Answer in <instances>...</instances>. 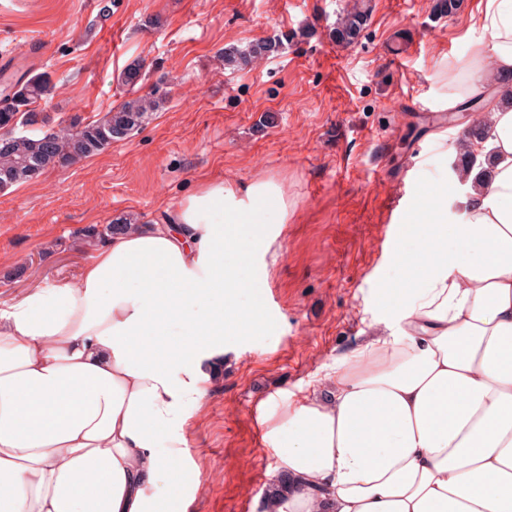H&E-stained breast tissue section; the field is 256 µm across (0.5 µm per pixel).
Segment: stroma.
Instances as JSON below:
<instances>
[{"instance_id":"35a3bbf8","label":"stroma","mask_w":512,"mask_h":512,"mask_svg":"<svg viewBox=\"0 0 512 512\" xmlns=\"http://www.w3.org/2000/svg\"><path fill=\"white\" fill-rule=\"evenodd\" d=\"M348 0H0V70L46 73L51 117H102L128 94L121 72L145 63L141 93L166 99L125 142L0 191V308L72 279L84 228L161 219L204 181L280 180L290 217L260 271L270 294L255 336L224 339V369L188 423L187 462L203 484L188 512H263L278 477L264 403L308 394L370 341L399 279L413 202L465 193L453 171L467 117L442 75L487 41L485 0L453 16L435 0H364L358 42L328 31ZM281 39L252 67L225 49Z\"/></svg>"}]
</instances>
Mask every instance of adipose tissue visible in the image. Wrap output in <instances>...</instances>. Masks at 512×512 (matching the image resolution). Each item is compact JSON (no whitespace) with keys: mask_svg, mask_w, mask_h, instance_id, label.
I'll list each match as a JSON object with an SVG mask.
<instances>
[{"mask_svg":"<svg viewBox=\"0 0 512 512\" xmlns=\"http://www.w3.org/2000/svg\"><path fill=\"white\" fill-rule=\"evenodd\" d=\"M448 97L485 96L491 176L448 221L437 187L402 244L388 336L302 400L280 396L266 439L272 512H512V0H486ZM288 221L272 177L206 181L160 221L92 244L74 280L0 308V512H184L189 412L224 364V339L263 326L241 290L230 224ZM167 491H159L163 476Z\"/></svg>","mask_w":512,"mask_h":512,"instance_id":"obj_1","label":"adipose tissue"}]
</instances>
